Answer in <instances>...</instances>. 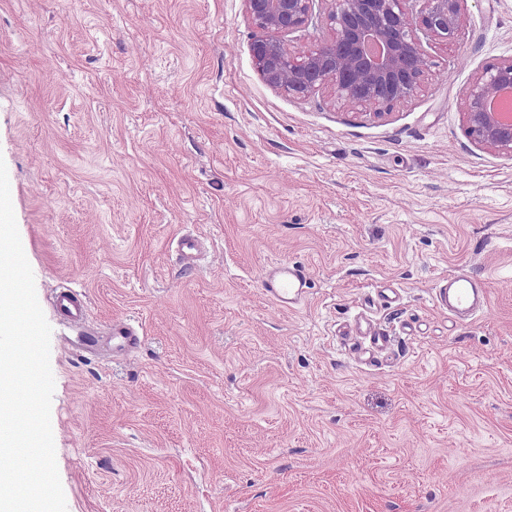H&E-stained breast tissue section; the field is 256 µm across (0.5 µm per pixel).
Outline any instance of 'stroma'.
Returning <instances> with one entry per match:
<instances>
[{
    "label": "stroma",
    "mask_w": 512,
    "mask_h": 512,
    "mask_svg": "<svg viewBox=\"0 0 512 512\" xmlns=\"http://www.w3.org/2000/svg\"><path fill=\"white\" fill-rule=\"evenodd\" d=\"M464 9L378 121L268 87L242 0H0V160L67 512H512V156L462 121L512 57V0ZM277 261L309 279L298 308L264 291ZM460 269L490 290L467 324L435 303ZM124 319L141 343L116 358ZM176 248L180 261L187 267L193 266L201 255L199 240L189 233L177 238ZM83 295L72 288H57L52 296L51 304L60 319L72 327L84 325Z\"/></svg>",
    "instance_id": "35a3bbf8"
}]
</instances>
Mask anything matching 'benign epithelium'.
<instances>
[{
	"instance_id": "obj_1",
	"label": "benign epithelium",
	"mask_w": 512,
	"mask_h": 512,
	"mask_svg": "<svg viewBox=\"0 0 512 512\" xmlns=\"http://www.w3.org/2000/svg\"><path fill=\"white\" fill-rule=\"evenodd\" d=\"M255 28L253 64L270 88L297 99L327 91L348 109L379 119L412 99L431 66L423 41L452 43L465 23V0H323L328 34L307 50L283 36L313 24L318 0H243ZM512 91V58L486 66L464 93L463 123L480 147L512 155V116L490 107Z\"/></svg>"
}]
</instances>
